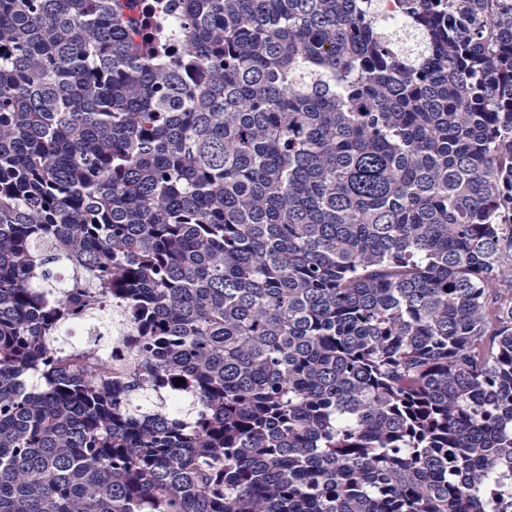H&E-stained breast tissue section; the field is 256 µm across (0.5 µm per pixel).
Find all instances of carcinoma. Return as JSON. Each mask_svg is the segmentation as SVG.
I'll return each mask as SVG.
<instances>
[{"label": "carcinoma", "instance_id": "obj_1", "mask_svg": "<svg viewBox=\"0 0 512 512\" xmlns=\"http://www.w3.org/2000/svg\"><path fill=\"white\" fill-rule=\"evenodd\" d=\"M183 2L0 0V512H512V0Z\"/></svg>", "mask_w": 512, "mask_h": 512}]
</instances>
